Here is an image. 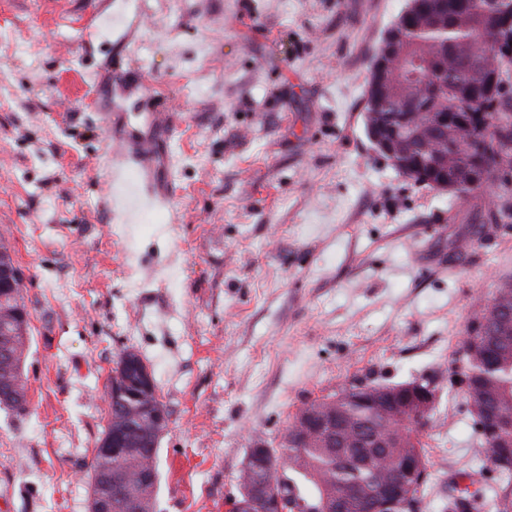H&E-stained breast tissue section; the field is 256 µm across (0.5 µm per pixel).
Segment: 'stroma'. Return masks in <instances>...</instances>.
<instances>
[{
  "instance_id": "35a3bbf8",
  "label": "stroma",
  "mask_w": 512,
  "mask_h": 512,
  "mask_svg": "<svg viewBox=\"0 0 512 512\" xmlns=\"http://www.w3.org/2000/svg\"><path fill=\"white\" fill-rule=\"evenodd\" d=\"M407 0H0V242L23 273L31 411H0V512H88L119 355L170 413L157 512H225L250 448L353 382L429 379L422 512L497 474L464 401L470 321L512 280L497 192L399 175L364 128ZM168 112L173 198L109 216L107 133Z\"/></svg>"
}]
</instances>
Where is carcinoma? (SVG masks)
<instances>
[{"label": "carcinoma", "mask_w": 512, "mask_h": 512, "mask_svg": "<svg viewBox=\"0 0 512 512\" xmlns=\"http://www.w3.org/2000/svg\"><path fill=\"white\" fill-rule=\"evenodd\" d=\"M512 0H421L399 29L403 52L387 60L392 79L370 120L404 130L401 138L409 170L405 177L432 189L448 170L451 192L485 194L499 187L502 160L496 149L499 130L512 135V97L492 78L502 70L512 44L500 39L502 19L495 3ZM482 171L485 178L469 175ZM23 280L0 289V410L17 416L30 413L27 381L16 372L31 345L30 326L20 328L9 313L27 309ZM488 305L495 315L474 326L472 341L462 346L464 399L474 425L483 409L499 420L497 438L512 439V288H497ZM138 354L117 360L103 435L112 436V455L98 446L87 474L90 491L112 497L118 512H156L159 438L154 435V407L133 394L125 379L137 376ZM375 386L350 385L311 402L286 431L274 454L270 475L274 489L288 499L289 512H321L323 502L347 497L346 512H362L360 493L388 479H403L402 465L425 460L419 427L424 421L407 410L396 413L369 396ZM335 415L338 429L325 434L313 422ZM478 496L468 489L448 495V512H476Z\"/></svg>", "instance_id": "1"}]
</instances>
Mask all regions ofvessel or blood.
Returning a JSON list of instances; mask_svg holds the SVG:
<instances>
[{
  "instance_id": "obj_1",
  "label": "vessel or blood",
  "mask_w": 512,
  "mask_h": 512,
  "mask_svg": "<svg viewBox=\"0 0 512 512\" xmlns=\"http://www.w3.org/2000/svg\"><path fill=\"white\" fill-rule=\"evenodd\" d=\"M107 132L114 149L110 154L109 192H126V218H133L137 207L147 199L166 194V184L162 178L165 158L155 139L133 134L123 114L109 112L105 115ZM136 168L139 182L128 187L129 168Z\"/></svg>"
}]
</instances>
